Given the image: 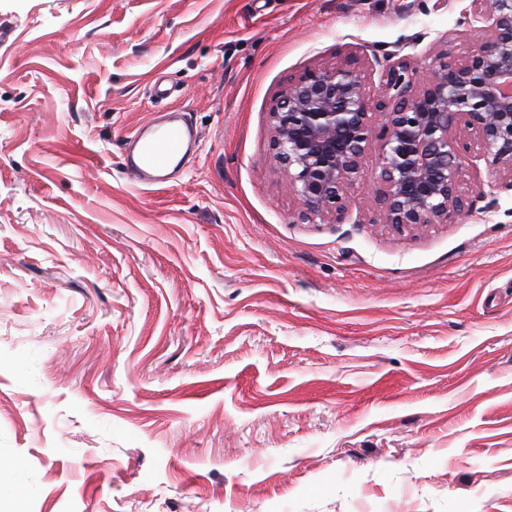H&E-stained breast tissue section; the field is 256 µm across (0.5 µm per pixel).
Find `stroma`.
I'll return each instance as SVG.
<instances>
[{"label": "stroma", "instance_id": "stroma-1", "mask_svg": "<svg viewBox=\"0 0 512 512\" xmlns=\"http://www.w3.org/2000/svg\"><path fill=\"white\" fill-rule=\"evenodd\" d=\"M470 0H0V512H512V187L304 218L270 114L466 48ZM174 94L156 103V80ZM200 133L135 185L160 107Z\"/></svg>", "mask_w": 512, "mask_h": 512}]
</instances>
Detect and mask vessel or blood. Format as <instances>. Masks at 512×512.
I'll list each match as a JSON object with an SVG mask.
<instances>
[{"instance_id": "b4317fda", "label": "vessel or blood", "mask_w": 512, "mask_h": 512, "mask_svg": "<svg viewBox=\"0 0 512 512\" xmlns=\"http://www.w3.org/2000/svg\"><path fill=\"white\" fill-rule=\"evenodd\" d=\"M198 141L197 131L184 119L148 120L132 138L125 171L140 185L165 182L169 171L184 170L186 158Z\"/></svg>"}]
</instances>
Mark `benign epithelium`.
<instances>
[{"label": "benign epithelium", "mask_w": 512, "mask_h": 512, "mask_svg": "<svg viewBox=\"0 0 512 512\" xmlns=\"http://www.w3.org/2000/svg\"><path fill=\"white\" fill-rule=\"evenodd\" d=\"M474 42L437 51L420 75L402 60L382 73L372 105L366 74L346 61L310 69L270 113L281 174L313 215L341 216L345 194L378 146L369 194L397 228L466 215L460 158L472 155L512 187V0H471Z\"/></svg>", "instance_id": "benign-epithelium-1"}]
</instances>
